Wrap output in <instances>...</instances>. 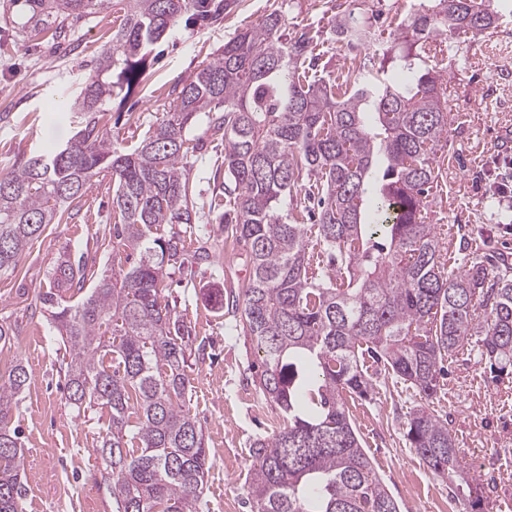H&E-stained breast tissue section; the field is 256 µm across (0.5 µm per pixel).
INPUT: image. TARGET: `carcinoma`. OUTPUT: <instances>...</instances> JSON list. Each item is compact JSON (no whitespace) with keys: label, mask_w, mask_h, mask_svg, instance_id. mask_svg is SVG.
Segmentation results:
<instances>
[{"label":"carcinoma","mask_w":512,"mask_h":512,"mask_svg":"<svg viewBox=\"0 0 512 512\" xmlns=\"http://www.w3.org/2000/svg\"><path fill=\"white\" fill-rule=\"evenodd\" d=\"M105 0H9L21 28L57 39L69 18ZM112 48L73 100L85 114L64 146L0 171V272L18 270L29 243L50 224H67L105 172L121 223L101 240L125 253L111 273L59 260L35 307L48 315L67 358L66 400L97 404L108 426L98 451L113 512H198L209 459L186 408L192 329L162 302L164 265L186 252L166 224L196 223L183 160L200 115L224 131V197L234 222L224 231L248 246L252 277L240 291V329L262 354L255 386L284 426L250 446L245 479L251 512H401L362 448L348 401L368 397L372 358L424 400L439 390L443 362L477 337L494 378L512 374V270L480 262L448 268L436 227L425 222L429 190L442 177L437 146L448 133L450 95L434 68L447 33L482 35L499 17L486 0H435L396 24L399 42L367 63L320 74L315 37H284L277 11L237 33L181 82L170 112L134 148L112 144L105 107L131 94L152 47L191 14L217 21L228 0H121ZM332 31L353 47L376 31L352 12ZM303 196L290 220L284 197ZM318 207V235L334 275L308 272L306 203ZM30 375L21 363L0 382V512H22L23 448L10 426ZM409 447L448 480L454 504L474 505L482 488L448 424L422 406L406 422Z\"/></svg>","instance_id":"1"}]
</instances>
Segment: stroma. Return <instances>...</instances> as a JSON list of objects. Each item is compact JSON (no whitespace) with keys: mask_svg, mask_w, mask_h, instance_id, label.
I'll list each match as a JSON object with an SVG mask.
<instances>
[{"mask_svg":"<svg viewBox=\"0 0 512 512\" xmlns=\"http://www.w3.org/2000/svg\"><path fill=\"white\" fill-rule=\"evenodd\" d=\"M418 0H235L223 19L204 23L183 16L155 45L139 88L113 102L108 127L121 146L136 143L169 109L173 89L215 56L238 30L279 11L288 35H315L328 71L347 67L353 49L330 35L336 13L351 11L380 25L410 14ZM501 23L483 36L452 34L447 51L435 59L451 95L442 178L429 198L427 223L453 237L448 264L465 270L493 256L512 264V190L497 195L496 183L512 187V168L496 148L502 129L512 130V0H494ZM124 13L104 4L95 14L68 20L58 46L18 26L0 0V167L54 149L76 131L69 110L58 109L60 94L76 96L90 69L111 44ZM190 135L199 149L186 168L201 219L180 264L166 268L163 296L191 327L202 351L190 357L192 391L188 404L205 438L210 470L201 512H250L244 481L250 445L270 435L283 420L256 392L252 374L261 360L239 329L240 314L217 310L205 295L231 290L248 280L250 264L242 243L227 238L224 214V135L199 117ZM109 177H96L70 223L48 226L26 251L17 273L0 275V320L17 330L0 348V377L16 363L27 365L30 382L13 411L11 424L24 448L21 474L26 485L23 512H112L96 452L106 428L105 409L77 413L66 402L63 352L47 318L35 312L39 292L49 287L48 270L61 249L87 255L98 271L113 267L112 251L97 234L112 226ZM209 262L196 258L198 248ZM443 386L431 400L476 477L493 478L495 491L483 497L480 512H500L512 502V376L493 379L488 364L469 341L447 363ZM375 392L350 403L364 450L402 512H445L448 484L435 476L405 436V422L422 400L394 382L383 366L368 364Z\"/></svg>","mask_w":512,"mask_h":512,"instance_id":"stroma-1","label":"stroma"}]
</instances>
